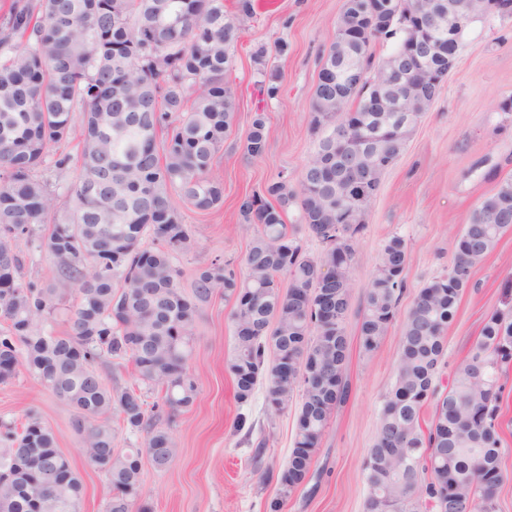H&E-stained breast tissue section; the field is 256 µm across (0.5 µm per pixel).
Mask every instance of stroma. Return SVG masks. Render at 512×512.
Instances as JSON below:
<instances>
[{
    "label": "stroma",
    "instance_id": "obj_1",
    "mask_svg": "<svg viewBox=\"0 0 512 512\" xmlns=\"http://www.w3.org/2000/svg\"><path fill=\"white\" fill-rule=\"evenodd\" d=\"M251 17L241 20L228 75L238 106L237 120L219 153L214 171L224 180L223 205L206 213L179 211L191 230L192 249L178 255L181 285L191 288L196 270L214 259L241 263L257 232L240 223L238 197L285 173L299 180L318 138L309 126V105L318 80L319 56L336 36L335 21L345 0H253ZM287 43V55L275 52ZM266 48L269 67L278 70V98H262L253 54ZM512 97V16L487 15L471 22L460 39L457 62L435 101L419 119L405 149L387 171L368 224L355 243L354 288L346 323L349 339V398L332 413L313 457L308 480L281 512H364L368 493L363 460L372 448L382 398L393 383L400 357L399 327H392L373 354L360 347L364 287L372 278L386 241L402 237L409 250L407 290L400 303L408 311L418 290L443 274L454 254V240L480 202L512 179V112L500 105ZM268 117L265 155L248 158L241 147L256 110ZM475 286L461 298L446 333L440 388L452 381L453 367L480 339L487 314L512 291V231L474 269ZM233 301L217 293L199 308L193 351L188 361L198 394L194 404L172 417L179 453L163 471L142 467L139 501L150 512H265L275 486H260L250 462L251 447L233 429L238 413L267 439L266 463L282 468L293 447L299 401L269 415L264 386L239 405L224 368L234 347ZM36 412L50 427L59 450L77 468L85 487L80 512H105L109 489L101 473L87 466L73 412L26 371L0 384V423L21 426ZM502 470L498 512H512V381L502 397Z\"/></svg>",
    "mask_w": 512,
    "mask_h": 512
}]
</instances>
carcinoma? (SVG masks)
I'll list each match as a JSON object with an SVG mask.
<instances>
[{"label":"carcinoma","mask_w":512,"mask_h":512,"mask_svg":"<svg viewBox=\"0 0 512 512\" xmlns=\"http://www.w3.org/2000/svg\"><path fill=\"white\" fill-rule=\"evenodd\" d=\"M361 0H346L336 32L353 19ZM253 13L238 0H11L0 16V383L22 368L69 405L88 466L107 479L106 512H131L141 488L142 460L157 470L177 457L162 414L189 408L197 395L188 368L198 305L220 291L234 302V347L225 360L235 398L248 403L265 378L266 405L277 415L294 392L301 404L286 465L264 464L266 439L250 460L259 484L276 485L266 504L279 512L308 478L331 413L348 397V340L354 244L374 197L358 186L380 188L388 165L375 163L358 125L394 124L374 110L376 90L361 86L341 99L336 80L314 88L309 125L319 137L303 166L299 187L288 176L238 197L243 224L258 227L240 274L215 259L200 268L192 293L180 286L173 257L190 251L188 225L171 200L208 211L224 201L215 160L235 120V92L226 81L229 49L239 21ZM468 23H447L441 39L458 51ZM368 36L354 46L356 62L375 67ZM260 92L280 94L279 74L260 70ZM420 118L437 89L395 87ZM81 118H76V113ZM351 131L345 159L336 160V128ZM414 125L379 142L389 165L405 149ZM267 117L256 112L243 144L252 159L265 155ZM80 145V173L51 185L40 177L49 149L62 171ZM65 210L57 207L60 196ZM351 215L337 221L336 203ZM296 202L300 224L323 244L308 257L285 213ZM512 230V181L506 180L472 212L455 240L451 265L425 284L400 329L394 383L383 397L373 448L364 461L365 512H498L501 469L500 396L503 367L512 350V300L484 320L481 337L453 368L452 382L436 384L446 332L460 298L473 287L472 269ZM40 237L54 259V283L39 288L21 275L20 239ZM408 249L388 239L365 287L360 343L374 353L394 325L407 287ZM287 278L282 286L281 277ZM66 331L46 324L69 298ZM129 359L139 386L112 389L97 370L104 360ZM159 389L148 404L141 388ZM433 406L427 428L423 407ZM132 433H146L140 448H119L108 424L112 411ZM0 439V512H79L84 485L57 448L53 431L36 414Z\"/></svg>","instance_id":"obj_1"}]
</instances>
